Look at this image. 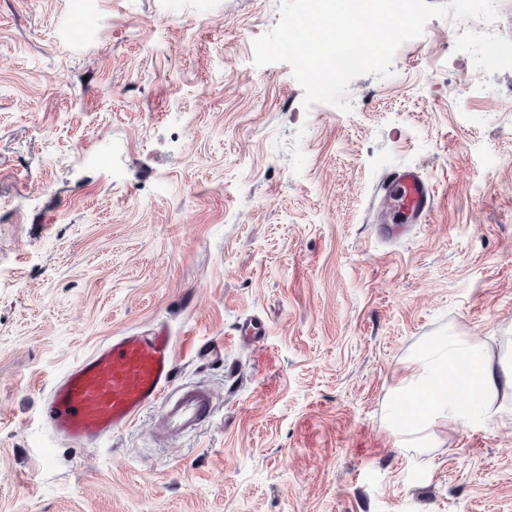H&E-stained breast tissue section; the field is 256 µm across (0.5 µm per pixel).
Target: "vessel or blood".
Instances as JSON below:
<instances>
[{
  "label": "vessel or blood",
  "mask_w": 512,
  "mask_h": 512,
  "mask_svg": "<svg viewBox=\"0 0 512 512\" xmlns=\"http://www.w3.org/2000/svg\"><path fill=\"white\" fill-rule=\"evenodd\" d=\"M402 223L387 227L399 236L405 222H424L432 210L433 185L414 169L396 173L387 188ZM176 346L167 326L126 331L110 337L76 361L49 388L41 414L52 435L99 447L159 406L166 434H191L213 413V398L202 386L174 387Z\"/></svg>",
  "instance_id": "obj_1"
}]
</instances>
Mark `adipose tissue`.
Returning a JSON list of instances; mask_svg holds the SVG:
<instances>
[{"label": "adipose tissue", "mask_w": 512, "mask_h": 512, "mask_svg": "<svg viewBox=\"0 0 512 512\" xmlns=\"http://www.w3.org/2000/svg\"><path fill=\"white\" fill-rule=\"evenodd\" d=\"M486 343L480 336L457 332L422 346L409 359L395 389L394 400L402 405L413 399L416 391L429 376H451L457 399L440 395L425 408L423 415L409 421L402 435L408 447L424 446L437 431L452 433L466 425L497 413L498 398L512 394V355L490 359L486 356ZM480 358L475 371H467L469 358Z\"/></svg>", "instance_id": "1"}]
</instances>
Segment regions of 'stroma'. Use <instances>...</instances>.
Listing matches in <instances>:
<instances>
[{
    "label": "stroma",
    "instance_id": "stroma-1",
    "mask_svg": "<svg viewBox=\"0 0 512 512\" xmlns=\"http://www.w3.org/2000/svg\"><path fill=\"white\" fill-rule=\"evenodd\" d=\"M279 3L0 0V512H512L511 401L423 448L391 430L425 341L512 352V0L428 21L348 113L253 64ZM405 167L434 206L389 242ZM158 323L211 420L55 439L53 381Z\"/></svg>",
    "mask_w": 512,
    "mask_h": 512
}]
</instances>
